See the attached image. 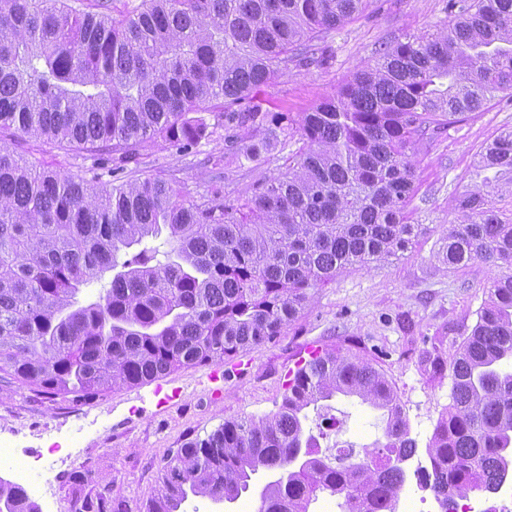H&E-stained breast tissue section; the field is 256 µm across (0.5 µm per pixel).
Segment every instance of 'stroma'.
<instances>
[{"label":"stroma","mask_w":512,"mask_h":512,"mask_svg":"<svg viewBox=\"0 0 512 512\" xmlns=\"http://www.w3.org/2000/svg\"><path fill=\"white\" fill-rule=\"evenodd\" d=\"M447 0H373L371 6L332 32L334 60L319 69L291 68L262 86L252 101L273 113L299 119L358 68L374 63L381 46L448 21ZM512 127V103L468 114L432 136L414 157L416 192L410 207L421 230L400 257L368 268L346 267L310 298L281 331L248 350L252 365L242 376L210 383V365L182 368L153 381L114 388L93 399L46 398L0 380V437L17 454L51 453L54 467L34 474L45 493L40 512H84L88 502L106 501L111 512H141L158 491L168 458L186 441L205 437L224 421L258 419L278 411L286 376L308 345L369 359L395 386L412 437L425 446L451 402L452 364L477 320L485 289L496 274L481 263L451 268L437 255L454 215L453 198L477 183L480 149ZM223 126L192 152L156 140L128 179L162 177L184 184L193 195L222 189L231 196L279 173L297 138L265 140L263 132L240 130L254 155L227 156ZM0 143L24 159L75 177L91 178L101 157L1 129ZM323 446L372 443L383 434L380 411L355 397L336 396L310 411L313 428L327 417ZM81 480H73V473Z\"/></svg>","instance_id":"35a3bbf8"}]
</instances>
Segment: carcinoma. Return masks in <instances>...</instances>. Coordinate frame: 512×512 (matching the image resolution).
I'll use <instances>...</instances> for the list:
<instances>
[{
	"label": "carcinoma",
	"instance_id": "cac0c4a2",
	"mask_svg": "<svg viewBox=\"0 0 512 512\" xmlns=\"http://www.w3.org/2000/svg\"><path fill=\"white\" fill-rule=\"evenodd\" d=\"M371 0H140L120 13L67 0H0V129L112 154L97 187L0 144V378L79 399L259 347L309 290L348 266L406 251L413 156L498 94L512 97V0H448L450 23L378 53L295 125L248 104L292 64L329 65L330 35ZM303 146L245 199L200 198L163 178L118 177L161 138L187 150L203 117ZM481 183L455 198L450 267L499 270L453 362L451 403L428 441L425 486L448 502L512 479V129L480 152ZM109 279L82 301L81 290ZM338 394L383 411V439L358 462L321 453L307 409ZM417 450L398 393L356 356L321 350L285 385L278 411L226 420L184 443L143 512H182L196 497L236 500L280 469L262 512H308L318 492L341 512H396ZM0 512H38L0 479Z\"/></svg>",
	"mask_w": 512,
	"mask_h": 512
}]
</instances>
